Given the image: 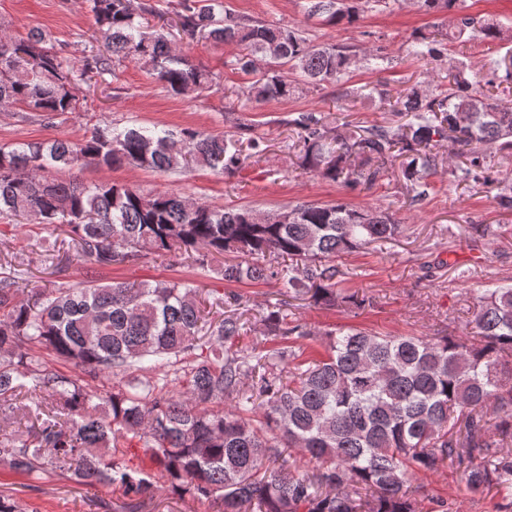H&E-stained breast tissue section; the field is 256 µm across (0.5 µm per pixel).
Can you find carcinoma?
<instances>
[{
	"label": "carcinoma",
	"mask_w": 512,
	"mask_h": 512,
	"mask_svg": "<svg viewBox=\"0 0 512 512\" xmlns=\"http://www.w3.org/2000/svg\"><path fill=\"white\" fill-rule=\"evenodd\" d=\"M104 40L80 69L42 33L0 35V106H20L54 123L88 111L75 82L115 75L114 60L152 75L174 95L212 88L215 77L189 50L203 41L242 48L236 69L247 100L261 104L303 92V85L344 82L348 46L319 45L288 26L264 24L224 9V0H179L170 33L150 25L151 0H84ZM448 19L412 37L413 57L443 61L448 44L512 42V29L465 12L464 0H414ZM309 12L333 25H354L360 11L337 0H312ZM512 82V50L485 71L448 61V89L418 82L397 96V125L359 128L342 138L318 112L294 120L304 143L302 167L347 185L372 184L401 157L400 173L417 186L436 167L434 142L464 158L460 181L494 185L491 154H512V109L493 92ZM242 139L185 128L95 125L78 141L0 146V213L40 227H63L75 253L58 260L99 268L153 255L198 253L196 263L226 253L228 282L276 280L314 306L358 314L365 299L345 294L333 261L401 233L387 212L348 204H302L267 213L224 209L174 190L144 194L111 182L77 184L47 177L74 167L137 166L173 174L207 168L234 175L249 156ZM287 257L284 270L259 259ZM27 270L0 272V412L32 423L26 439L0 441V457L37 482L57 469L82 485L118 484L154 497L152 477L116 459L120 442L137 438L167 488L223 512H422L409 485L449 465L468 492L496 490L512 499V284L479 296L466 336H387L366 328L316 331L290 320L283 304L267 308L265 353L235 348L245 322L211 316L191 286L153 280L104 284L94 278L34 289L19 298ZM325 336L324 353L302 359L300 340ZM70 362L76 376L50 370L42 352ZM493 404L498 422L485 427ZM313 464L312 469L305 465Z\"/></svg>",
	"instance_id": "1"
}]
</instances>
